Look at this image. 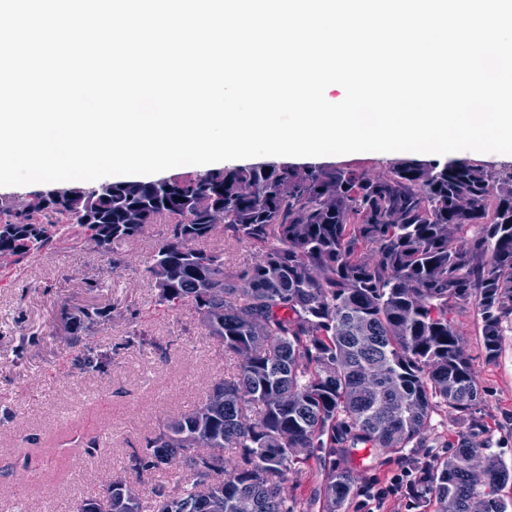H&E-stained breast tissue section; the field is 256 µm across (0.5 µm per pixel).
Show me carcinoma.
Returning a JSON list of instances; mask_svg holds the SVG:
<instances>
[{"label":"carcinoma","instance_id":"carcinoma-1","mask_svg":"<svg viewBox=\"0 0 512 512\" xmlns=\"http://www.w3.org/2000/svg\"><path fill=\"white\" fill-rule=\"evenodd\" d=\"M92 218L52 190L28 211L0 199V267L53 241L86 235L116 253L149 224H170L150 271L157 301L190 306L209 336L239 360L196 410L167 419L132 455L151 471L180 457L193 473L159 506L122 481L108 512H297L288 472L324 450L364 445L399 453L424 447L442 406L471 417L479 387L452 299H477L486 353L512 315V172L464 161L405 160L383 174L274 164L188 172L159 187L120 181L82 188ZM131 209L139 224L126 223ZM465 226L474 234L457 241ZM251 244L259 259L233 275L224 256L188 243L216 230ZM83 313L66 340L93 323ZM100 371L88 348L76 359ZM252 406V421L244 408ZM509 469L468 438L452 456L421 466L413 505L440 512H509L495 488ZM360 475L331 467L326 512H339Z\"/></svg>","mask_w":512,"mask_h":512}]
</instances>
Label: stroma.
I'll return each instance as SVG.
<instances>
[{
    "label": "stroma",
    "instance_id": "obj_1",
    "mask_svg": "<svg viewBox=\"0 0 512 512\" xmlns=\"http://www.w3.org/2000/svg\"><path fill=\"white\" fill-rule=\"evenodd\" d=\"M406 158L367 152L288 162L375 173ZM169 237V225H148L128 246L138 257L133 264L113 265L111 252L81 237L0 270V467L16 470L0 488V512H54L61 503L76 512L83 500H105L115 480L132 483L144 498L170 495L178 474H190L185 464L176 474H139L131 466L161 421L195 410L215 382L237 372V359L208 336L191 307L158 304L149 267ZM87 310L98 315L88 341L108 357L101 372L76 367L82 346L64 339L69 318ZM448 316L465 338L478 381L480 429L441 408L425 447L406 456L353 448L337 457V467L383 483L410 462L449 456L466 436L512 469V318L491 357L475 299L451 301ZM329 467L315 456L289 473L285 492L303 512H324Z\"/></svg>",
    "mask_w": 512,
    "mask_h": 512
}]
</instances>
